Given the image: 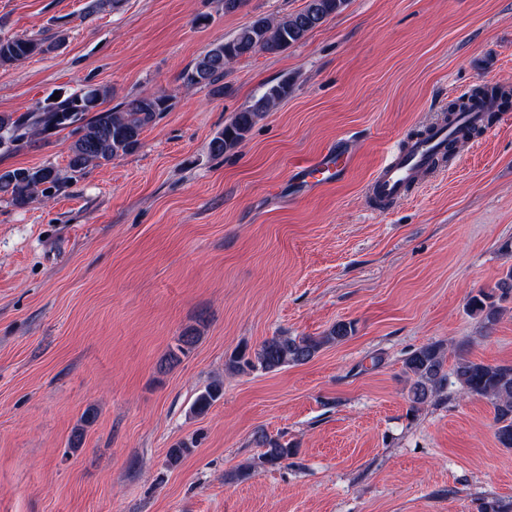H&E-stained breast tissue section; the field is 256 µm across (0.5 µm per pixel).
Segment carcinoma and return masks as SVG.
<instances>
[{
    "label": "carcinoma",
    "mask_w": 512,
    "mask_h": 512,
    "mask_svg": "<svg viewBox=\"0 0 512 512\" xmlns=\"http://www.w3.org/2000/svg\"><path fill=\"white\" fill-rule=\"evenodd\" d=\"M348 0H306L305 6L277 21L258 16L240 27L226 40L219 41L200 54L183 73L186 86L204 85L217 96L224 94V68L242 57L256 53L278 54L302 41L309 32L341 13ZM64 37L26 38L0 36V67L14 65L35 54L57 50ZM111 90L107 86L89 84L68 95H60L44 106L16 114L0 113V150L19 147L41 137L69 131L67 169L54 165L20 167L0 171V198L15 206H24L32 199L49 197L75 175L100 167L122 155L134 152L140 145L143 131L169 110V97L142 94L118 107H105ZM288 95V82L268 88L253 104L238 112L211 141V151L220 155L238 148L247 138L256 120ZM506 93L499 89H479L453 104V112H470L482 103L498 101ZM500 295L481 291L469 302V311L480 318L486 328L495 325L505 312L500 302L512 296V268L498 284ZM355 332L351 321H338L322 336H289L276 334L262 342L256 350H236L225 361V370L232 374L253 371L274 372L290 365L311 360L323 347L341 343ZM197 336L189 329L178 338L161 366L180 362L195 345ZM447 348L438 342L429 343L408 353L403 360V373L410 382L408 413L447 395L448 387H458L465 396L486 399L494 409L495 436L505 448H512V365H492L457 355L453 369L446 368ZM224 395V382L216 380L197 395L191 412L206 414ZM263 449L261 462L277 466L295 455L289 444L264 432L255 436ZM196 441H180L167 454L169 466L179 465L189 455Z\"/></svg>",
    "instance_id": "carcinoma-1"
}]
</instances>
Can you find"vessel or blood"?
<instances>
[{
	"label": "vessel or blood",
	"mask_w": 512,
	"mask_h": 512,
	"mask_svg": "<svg viewBox=\"0 0 512 512\" xmlns=\"http://www.w3.org/2000/svg\"><path fill=\"white\" fill-rule=\"evenodd\" d=\"M483 122L482 110L462 112L457 114L452 124L435 127L407 145L396 146L378 167L369 185L371 197L382 207L405 197L419 175L442 158L450 140ZM349 168V155L339 151L325 154L317 162L305 165L304 170L311 178L312 187L316 188L340 178Z\"/></svg>",
	"instance_id": "obj_1"
}]
</instances>
